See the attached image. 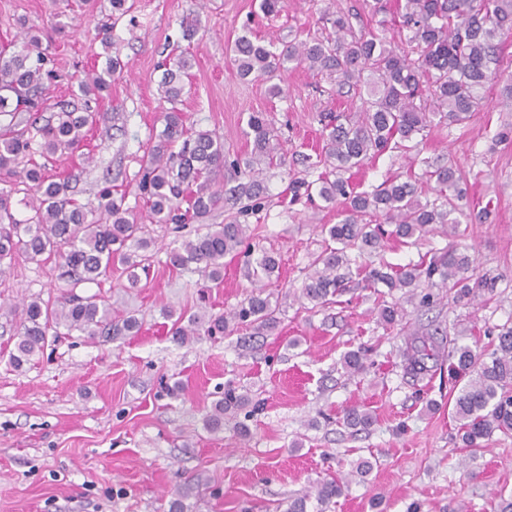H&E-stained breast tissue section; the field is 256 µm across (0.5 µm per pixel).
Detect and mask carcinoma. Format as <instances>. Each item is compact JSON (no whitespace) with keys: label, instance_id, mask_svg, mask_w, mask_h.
Segmentation results:
<instances>
[{"label":"carcinoma","instance_id":"obj_1","mask_svg":"<svg viewBox=\"0 0 512 512\" xmlns=\"http://www.w3.org/2000/svg\"><path fill=\"white\" fill-rule=\"evenodd\" d=\"M399 23L411 32L406 46H392L386 38L370 33L357 36L348 17L338 13L332 32L322 39L290 41L275 51L274 41L263 44L243 35L231 51L241 75L269 76L290 63L304 65L315 75L326 76L336 86L349 87L360 105L354 118L346 123L336 116L320 118L326 132L325 158L338 173L335 178H319L314 188L327 203L344 199L341 220L320 225L321 232L340 244L316 257L314 270L295 296L313 306L332 303L342 291V283L352 271L348 251L378 254L383 249L385 232L367 219L380 215L393 226L390 236L408 242L429 232L434 224H460L487 216L485 210L472 213L462 177L448 165L429 163L425 171L434 181L445 206L419 201L415 182L390 180L372 194L357 192L340 172L359 169L391 145L409 142L433 121L460 124L469 120L484 89L501 80L499 44L512 37V0H404L398 5ZM418 57L413 59L411 54ZM49 59L37 38L22 41L19 50L0 48V265L17 256L30 261L58 256L65 274L73 284L93 283L112 276L121 268L129 287L138 284L137 269L145 268L146 256L137 254L150 247L139 236L142 225L138 214L125 206L124 197H115L105 188L98 196L99 218L70 197L69 181L48 174L44 159L56 154H73L84 147L87 133L100 115L91 109L87 98L99 95L106 81L88 74L79 84L86 98L81 109L67 104L49 103L47 83L54 78ZM187 61L178 57L165 65L159 84L160 95L172 104L164 113L165 126L158 144L147 151L140 181L149 218L155 224L183 221L188 214L205 219L218 207L221 194L213 176L224 167V142L209 131L192 130L185 125L184 114L174 104L183 93V75ZM53 115L40 124L42 113ZM253 139L251 159L245 162L248 181L240 184L237 195L247 198L251 208L263 206L266 188L256 176L255 166L273 161L279 142L261 115L248 121ZM26 160L18 167L19 159ZM23 194L29 210L26 218L12 213L9 199ZM185 212H180L183 202ZM250 239L249 227L238 221L213 224L203 235L182 241L170 249L169 263L177 269L202 264L208 279L218 288L224 281V256L239 254ZM136 250L129 251V243ZM253 274L272 279L278 270L276 258L265 252L254 259ZM474 259L455 247L429 261L410 264L397 272L381 261L365 271L370 286L381 284L393 291H404L407 300L419 299L432 304L430 293L417 294L421 281L451 283L459 300L472 299L481 291L494 288L486 278L468 276ZM280 300L264 287L251 292L230 316L176 313L165 308L162 314L172 320L173 342L184 344L200 335L229 336L240 328L252 336L273 332L280 314ZM16 318L14 350L9 362L14 368L42 354L50 337L61 331L78 332L91 341H114L138 330V321L129 313L97 294L44 300L32 297L19 307L0 305V316ZM403 368L416 381L432 379L442 369V358L451 360L448 376L454 381L452 414L461 432L463 449L474 460L484 442L494 433H512V326L503 325L490 348L476 351L468 345H449L447 337L434 333L408 336L402 348ZM367 350L347 351L341 360L345 372L355 375L366 369ZM249 396L233 383L224 385L223 397L205 416V429L211 433L231 429L247 438V421L255 410H246ZM343 425L355 432L367 431L372 415L356 406L343 411ZM344 484L335 477L318 480L311 491L290 497L278 504L279 512H307L315 502L317 512H325L343 493ZM191 486L176 489L169 500L168 512H188Z\"/></svg>","mask_w":512,"mask_h":512}]
</instances>
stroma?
Returning <instances> with one entry per match:
<instances>
[{
    "mask_svg": "<svg viewBox=\"0 0 512 512\" xmlns=\"http://www.w3.org/2000/svg\"><path fill=\"white\" fill-rule=\"evenodd\" d=\"M383 2L377 13L373 0H288L279 15L266 17L260 0H132L117 19L110 0H0V45L17 41L23 30L40 36L55 72L51 102L77 104L79 81L106 74L111 59L120 61V76L92 103L101 119L82 153L47 165L50 174L71 176L75 198L89 209L106 187L124 195L126 206L142 209L141 160L163 131L168 108L158 91L160 64L181 55L191 62L179 105L186 123L224 141L218 186L244 181L241 164L252 149L247 122L256 112L284 153L319 160L313 169L263 166L267 198L259 211L248 212L243 199L225 202L206 221L144 222L143 235L154 245L137 287L118 272L98 285H72L55 256L20 257L0 271V303L98 293L140 323L136 335L114 342L72 333L18 370L8 363L13 328L0 317V512H167L171 493L188 482L199 485L191 512H272L318 479L347 475L361 456L375 457L374 469L352 482L330 512H407L414 502L421 512L464 506L498 512L501 494H512V436L494 434L477 459L466 462L448 405L447 372L416 382L400 357L405 336L415 332L436 329L483 349L512 323V111L501 87L483 91L470 120L431 124L417 138L422 159L459 170L471 197L487 206V221L436 224L413 246L387 239L381 253L400 267L457 246L475 256L473 277L494 279L492 291L466 304L453 289L441 288L428 309L394 292L405 317L390 327L378 320L377 295L355 275L335 303L313 309L288 301L278 329L246 345L235 334L175 344L162 315L166 307L192 313L202 306L226 314L256 286L247 257L226 256L224 285L208 290L203 304V267L169 265V248L207 224L248 225L254 252L279 261L278 279L266 286L275 293L300 288L331 245L321 225L339 220L340 205L309 203L290 183L330 172L320 159L319 118L353 115L351 95L300 65H286L269 79L241 78L230 51L234 41L248 30L265 41L320 38L331 30L330 13L340 10L354 33L381 30L401 44L409 32L394 21L397 0ZM273 84L281 96L269 94ZM423 172L411 153L392 149L348 177L357 191L369 193L387 179L419 180ZM361 347L370 349L371 366L354 377L344 374L343 354ZM177 382L179 395H170ZM228 382L261 405L245 440L229 429L213 434L204 427ZM352 405L375 417L369 431L355 435L343 426V410Z\"/></svg>",
    "mask_w": 512,
    "mask_h": 512,
    "instance_id": "stroma-1",
    "label": "stroma"
}]
</instances>
